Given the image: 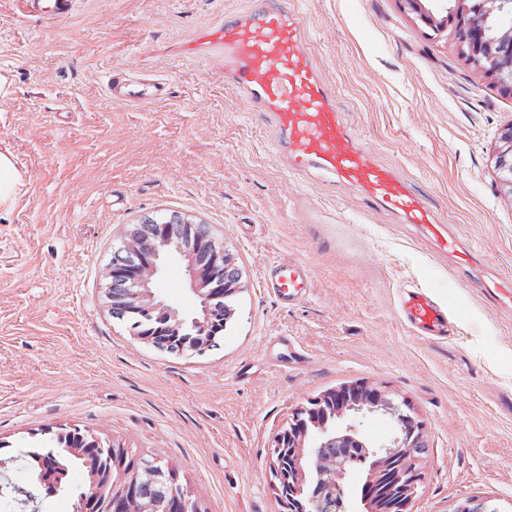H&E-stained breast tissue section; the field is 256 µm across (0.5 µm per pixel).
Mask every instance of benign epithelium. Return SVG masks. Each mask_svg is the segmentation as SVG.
I'll return each instance as SVG.
<instances>
[{
    "label": "benign epithelium",
    "instance_id": "benign-epithelium-1",
    "mask_svg": "<svg viewBox=\"0 0 512 512\" xmlns=\"http://www.w3.org/2000/svg\"><path fill=\"white\" fill-rule=\"evenodd\" d=\"M448 16L439 25H453L461 56L473 70L490 78L499 91L512 97V0H452ZM494 175L501 192L512 197V123L501 128L494 150ZM153 225L152 242L126 258L112 259L109 299L119 298L138 306L154 318L145 335L152 340L174 334L183 337L180 352L201 354L213 343L214 309L224 301V275L236 268L233 259L214 245L206 227L181 215L171 220L147 218ZM207 261L213 275L204 282L196 267L187 266L199 312L186 320L172 306L155 299L151 285L167 260L170 247ZM388 416L395 433L387 444H376L362 433L363 419ZM428 447L424 422L409 401L397 400L389 392L364 382L331 389L308 400L292 414L288 428L272 443L269 470L277 498L288 486L291 512H335L347 475L358 467L367 474L361 490L360 512H414L418 489L424 483L421 462ZM108 466L89 476V487L100 499V512H111L112 495L121 491L128 498L126 512H146L135 501L138 480L145 474L168 473L178 494L168 504L169 512H201L191 491L179 483L177 471L156 458L132 456L128 450L108 448ZM452 512H500L484 496L457 502Z\"/></svg>",
    "mask_w": 512,
    "mask_h": 512
}]
</instances>
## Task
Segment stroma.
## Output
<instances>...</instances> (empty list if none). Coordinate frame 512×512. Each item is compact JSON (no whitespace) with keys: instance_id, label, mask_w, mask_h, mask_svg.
Masks as SVG:
<instances>
[{"instance_id":"35a3bbf8","label":"stroma","mask_w":512,"mask_h":512,"mask_svg":"<svg viewBox=\"0 0 512 512\" xmlns=\"http://www.w3.org/2000/svg\"><path fill=\"white\" fill-rule=\"evenodd\" d=\"M297 12L313 64L348 127L398 170L461 242L352 187L286 171L271 117L224 86L217 53L190 41L252 0H79L57 20L0 0V152L23 186L0 209V461L35 512H74L88 477L46 493L30 452L63 428L173 466L202 512H279L269 455L295 409L343 384L386 386L426 426L415 512L491 497L512 512V200L493 150L512 97L477 74L453 34L400 0H278ZM166 80L164 99L113 103L108 70ZM176 211L212 224L242 270L218 345L174 356L112 320L105 274L125 227ZM310 286L284 303L275 263ZM172 254L157 299L198 302ZM417 286L450 317L415 333ZM308 285L307 271L303 265L296 263H279L270 267L265 278V288L270 289L280 300L288 299V302L294 299L296 288H308Z\"/></svg>"}]
</instances>
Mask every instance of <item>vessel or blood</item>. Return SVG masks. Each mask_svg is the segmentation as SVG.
I'll return each instance as SVG.
<instances>
[{"instance_id":"b4317fda","label":"vessel or blood","mask_w":512,"mask_h":512,"mask_svg":"<svg viewBox=\"0 0 512 512\" xmlns=\"http://www.w3.org/2000/svg\"><path fill=\"white\" fill-rule=\"evenodd\" d=\"M26 12L68 18L75 0H21ZM204 43L224 58V81L248 103L269 114L279 135L280 157L291 172L321 171L334 180L361 189L377 206L399 212L410 224L440 225L392 168L379 164L342 120L335 97L311 65L297 14L256 0L253 10L225 16L207 31ZM107 88L118 104H141L164 98L168 86L150 74L110 71ZM309 285L303 265L277 264L265 279L280 299ZM406 322L426 336L448 332V314L420 288L402 300Z\"/></svg>"}]
</instances>
